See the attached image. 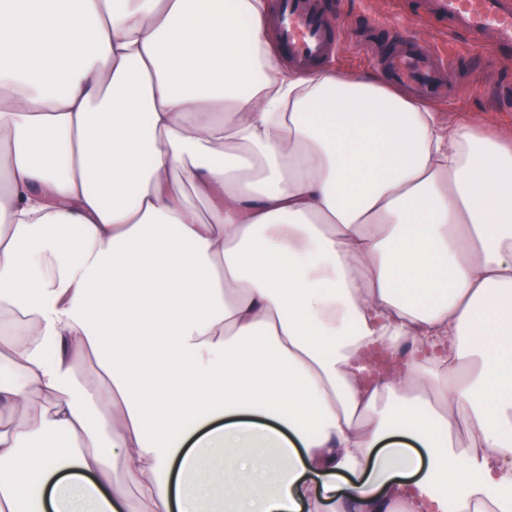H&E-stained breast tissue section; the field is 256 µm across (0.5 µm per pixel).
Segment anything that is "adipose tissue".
<instances>
[{"label":"adipose tissue","instance_id":"adipose-tissue-1","mask_svg":"<svg viewBox=\"0 0 512 512\" xmlns=\"http://www.w3.org/2000/svg\"><path fill=\"white\" fill-rule=\"evenodd\" d=\"M270 28L0 0V512H512V134Z\"/></svg>","mask_w":512,"mask_h":512}]
</instances>
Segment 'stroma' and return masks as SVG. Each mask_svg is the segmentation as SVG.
Wrapping results in <instances>:
<instances>
[{
	"mask_svg": "<svg viewBox=\"0 0 512 512\" xmlns=\"http://www.w3.org/2000/svg\"><path fill=\"white\" fill-rule=\"evenodd\" d=\"M324 13L353 40L339 39L331 65L344 73L361 70L384 72V62L410 43L430 44L441 53H458L452 69L440 77L456 97L441 101L444 121L496 125L512 133V60H492L488 38L463 30L449 31L442 21L413 17L414 0L395 11L393 0H320Z\"/></svg>",
	"mask_w": 512,
	"mask_h": 512,
	"instance_id": "1",
	"label": "stroma"
}]
</instances>
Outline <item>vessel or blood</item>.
Returning <instances> with one entry per match:
<instances>
[{"instance_id":"1","label":"vessel or blood","mask_w":512,"mask_h":512,"mask_svg":"<svg viewBox=\"0 0 512 512\" xmlns=\"http://www.w3.org/2000/svg\"><path fill=\"white\" fill-rule=\"evenodd\" d=\"M277 32L291 59L305 64L328 55L332 45L319 0H274ZM424 16L449 21L452 28L494 35L498 59H512V0H422ZM436 54L428 45H411L387 63L391 80L421 96L441 92Z\"/></svg>"}]
</instances>
